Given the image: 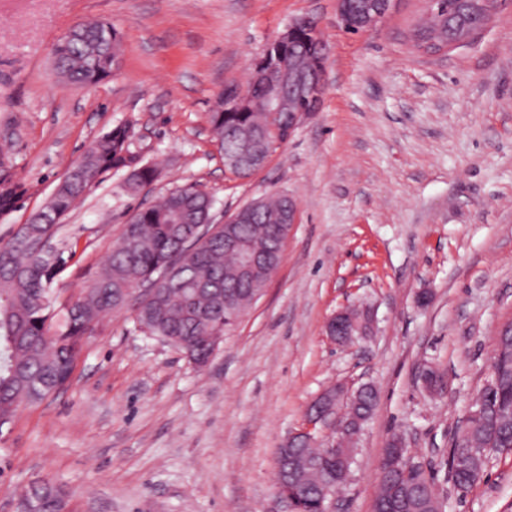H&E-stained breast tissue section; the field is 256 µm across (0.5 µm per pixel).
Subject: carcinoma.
<instances>
[{
	"label": "carcinoma",
	"mask_w": 512,
	"mask_h": 512,
	"mask_svg": "<svg viewBox=\"0 0 512 512\" xmlns=\"http://www.w3.org/2000/svg\"><path fill=\"white\" fill-rule=\"evenodd\" d=\"M119 31L109 22L77 25L55 49L54 71L68 85L87 87L109 77L122 55ZM323 52L318 43L302 32L295 55L310 64ZM251 100L236 112H210L213 136L220 145L224 163L237 151L235 135L267 123L255 106L264 89L250 90ZM134 128L117 124L96 140L95 147L66 172L51 198L20 225L6 244L0 246V428L12 422L25 404L36 403L66 387L82 352L103 314L128 312L142 334L166 342L189 361L206 360L213 351L214 337L234 327L251 305L247 289L263 288L238 281L235 259L224 252V225L213 220L215 201L194 185L169 190L158 202L140 209L124 225L115 250L94 280L70 307L56 316L53 284L61 275L48 255L39 250L45 238H55L56 221L66 216L100 176L125 172L122 188L138 192L156 181L158 168L131 150ZM23 188L0 177V215L18 208ZM285 205L284 197L263 200L260 216L251 223L235 225L236 232L257 246L275 247L274 225ZM155 284V293L134 304L125 301V290L140 284ZM240 295L238 305L224 308V290ZM485 420L463 425L458 434H468L469 444L455 442L448 465L455 469L463 491L473 487L484 474L485 456L474 452L480 444L493 443L497 450H512V381L495 383ZM377 404V391L368 386L351 400L345 420V447L336 453L355 454V445ZM291 461L288 481L307 489L296 507L299 512H318L319 486L328 474L338 472L346 480L350 468L336 469V457L326 459L323 449L294 440L277 451ZM381 463L379 493L375 508L398 505L401 512H439L438 502L424 495L433 478L420 463L410 475L386 472ZM38 512H61V492L44 485L36 495Z\"/></svg>",
	"instance_id": "1"
}]
</instances>
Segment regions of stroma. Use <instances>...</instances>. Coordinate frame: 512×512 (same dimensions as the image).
I'll return each mask as SVG.
<instances>
[{"label": "stroma", "mask_w": 512, "mask_h": 512, "mask_svg": "<svg viewBox=\"0 0 512 512\" xmlns=\"http://www.w3.org/2000/svg\"><path fill=\"white\" fill-rule=\"evenodd\" d=\"M426 7L396 0L353 35L336 25V0H0V172L26 190L0 217V243L116 124H133V151L161 172L136 195L108 173L68 213L59 237L75 254L55 310L169 189L212 195L219 223L275 192L299 208L277 273L204 368L127 315L103 316L68 386L0 428V512L41 483L61 488L70 512H289L276 451L335 383L378 392L336 512H373L395 434L433 474L443 512H512V453H490L464 493L448 466L497 331L512 321V0L474 41L434 56L409 41ZM303 15L321 20L331 47L322 106L263 169L234 177L209 112ZM94 20L121 31L122 67L66 85L53 50ZM346 306L369 308L374 331L340 346L326 324ZM430 370L441 395L423 387Z\"/></svg>", "instance_id": "35a3bbf8"}]
</instances>
